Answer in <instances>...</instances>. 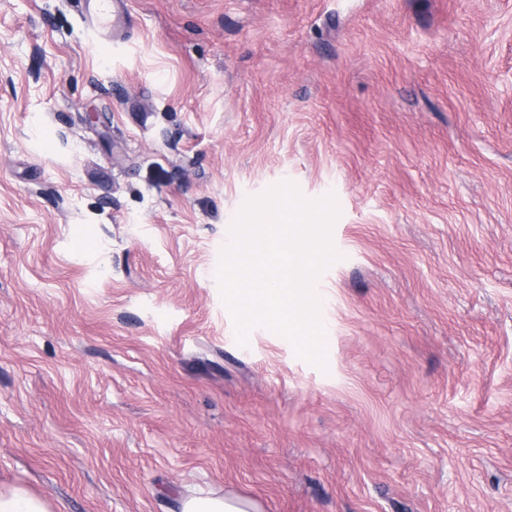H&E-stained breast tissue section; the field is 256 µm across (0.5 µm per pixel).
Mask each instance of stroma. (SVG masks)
Returning a JSON list of instances; mask_svg holds the SVG:
<instances>
[{
    "label": "stroma",
    "mask_w": 512,
    "mask_h": 512,
    "mask_svg": "<svg viewBox=\"0 0 512 512\" xmlns=\"http://www.w3.org/2000/svg\"><path fill=\"white\" fill-rule=\"evenodd\" d=\"M0 0V489L47 512H512V0ZM334 194L327 367L236 342L245 200ZM87 5L86 15L97 33L96 50L99 53L107 52L112 47V39L116 29L123 24V11L117 10L120 2L115 0H83ZM175 503L177 509L170 512H262L254 500L229 494L224 497L180 496Z\"/></svg>",
    "instance_id": "stroma-1"
}]
</instances>
